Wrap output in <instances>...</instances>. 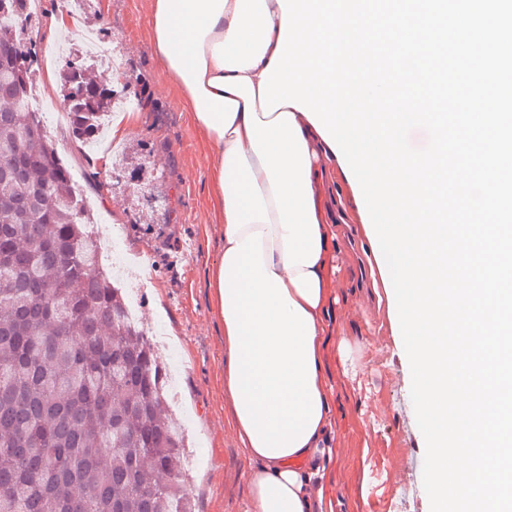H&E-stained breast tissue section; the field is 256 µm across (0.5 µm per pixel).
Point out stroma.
<instances>
[{"label":"stroma","instance_id":"1","mask_svg":"<svg viewBox=\"0 0 512 512\" xmlns=\"http://www.w3.org/2000/svg\"><path fill=\"white\" fill-rule=\"evenodd\" d=\"M86 10L89 22H101L102 38L121 49L118 60L101 62L100 75L133 73L129 94L142 102L140 120L127 141L106 138L98 153L88 155L64 136L51 112L44 115L47 133L88 189L99 193V231L117 237L133 261L141 320L160 331V354L178 356L169 393L174 421L189 440L185 464L198 512H249L252 462L224 388V327L209 286L224 229L214 215L205 136L182 109L174 78L154 54L151 0H89ZM127 142L153 146L146 163L164 175L150 218H138L130 178L112 172L114 152ZM318 194L335 223L337 271L328 283L323 336L334 424L331 453L313 481L312 497L323 512H387L393 499L400 512H430L425 490L406 495L398 466L426 445L421 432H409L416 417L402 407L411 371L388 297L384 289L361 283L369 265L353 246L362 231L356 195L331 173Z\"/></svg>","mask_w":512,"mask_h":512}]
</instances>
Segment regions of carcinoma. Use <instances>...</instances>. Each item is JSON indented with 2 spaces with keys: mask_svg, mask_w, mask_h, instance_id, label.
Segmentation results:
<instances>
[{
  "mask_svg": "<svg viewBox=\"0 0 512 512\" xmlns=\"http://www.w3.org/2000/svg\"><path fill=\"white\" fill-rule=\"evenodd\" d=\"M27 0H0V512H195L164 367L89 239L94 215L29 111ZM94 60L62 66L69 135L100 137Z\"/></svg>",
  "mask_w": 512,
  "mask_h": 512,
  "instance_id": "obj_1",
  "label": "carcinoma"
}]
</instances>
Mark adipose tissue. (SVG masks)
I'll return each instance as SVG.
<instances>
[{"mask_svg": "<svg viewBox=\"0 0 512 512\" xmlns=\"http://www.w3.org/2000/svg\"><path fill=\"white\" fill-rule=\"evenodd\" d=\"M154 50L211 156L224 239L209 286L224 325V386L253 460L251 512H312L309 464L329 452L322 355L334 233L316 186L339 162L292 107L263 114L277 0H151Z\"/></svg>", "mask_w": 512, "mask_h": 512, "instance_id": "adipose-tissue-1", "label": "adipose tissue"}]
</instances>
